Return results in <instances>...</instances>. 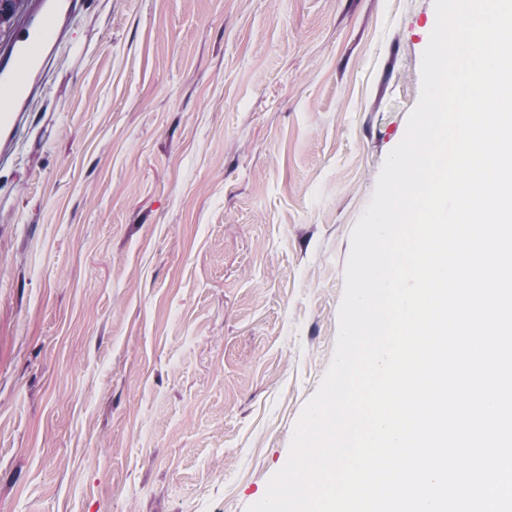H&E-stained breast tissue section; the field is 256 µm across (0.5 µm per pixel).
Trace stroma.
I'll return each instance as SVG.
<instances>
[{"instance_id":"1","label":"stroma","mask_w":512,"mask_h":512,"mask_svg":"<svg viewBox=\"0 0 512 512\" xmlns=\"http://www.w3.org/2000/svg\"><path fill=\"white\" fill-rule=\"evenodd\" d=\"M0 160V512H246L332 361L434 0H80Z\"/></svg>"}]
</instances>
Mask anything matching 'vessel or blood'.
Wrapping results in <instances>:
<instances>
[{
    "label": "vessel or blood",
    "instance_id": "vessel-or-blood-1",
    "mask_svg": "<svg viewBox=\"0 0 512 512\" xmlns=\"http://www.w3.org/2000/svg\"><path fill=\"white\" fill-rule=\"evenodd\" d=\"M77 14V0H32L20 24L0 49V154L12 152L21 116L38 94Z\"/></svg>",
    "mask_w": 512,
    "mask_h": 512
}]
</instances>
